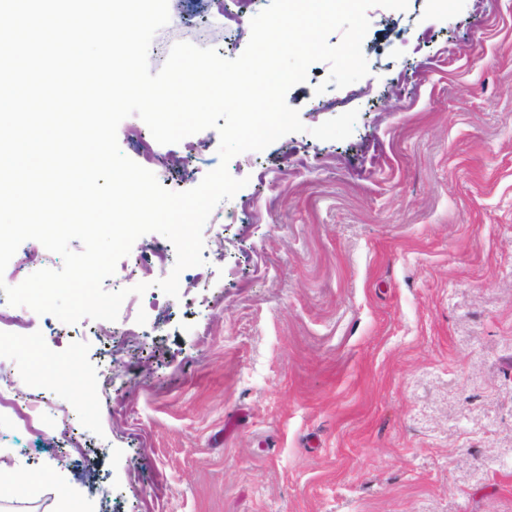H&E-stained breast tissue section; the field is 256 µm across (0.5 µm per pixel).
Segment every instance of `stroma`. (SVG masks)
<instances>
[{
	"label": "stroma",
	"instance_id": "stroma-1",
	"mask_svg": "<svg viewBox=\"0 0 512 512\" xmlns=\"http://www.w3.org/2000/svg\"><path fill=\"white\" fill-rule=\"evenodd\" d=\"M269 3L168 0L151 72L179 41L239 56ZM367 15L368 75L320 94L329 67L311 65L286 95L306 132L230 161L248 184L209 217L224 254L204 234L182 297L155 288L176 253L149 233L104 282L150 285L113 336L23 306L24 342L0 329L9 395L36 405L47 448L17 453L0 410V512L65 495L85 512H512V0ZM353 109L349 138L310 135ZM150 136L135 115L117 131L166 189L220 162L216 130L153 158Z\"/></svg>",
	"mask_w": 512,
	"mask_h": 512
}]
</instances>
